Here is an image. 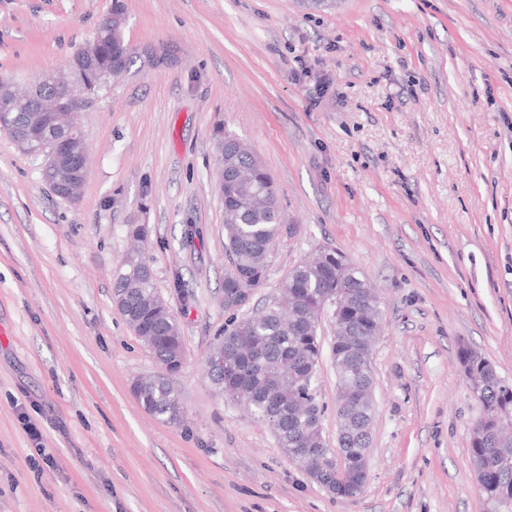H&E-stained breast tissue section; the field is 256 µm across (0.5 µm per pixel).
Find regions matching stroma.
I'll list each match as a JSON object with an SVG mask.
<instances>
[{
	"label": "stroma",
	"instance_id": "1",
	"mask_svg": "<svg viewBox=\"0 0 512 512\" xmlns=\"http://www.w3.org/2000/svg\"><path fill=\"white\" fill-rule=\"evenodd\" d=\"M124 4L126 41L168 62L136 64L82 114L78 201L0 133V512H486L470 458L481 407L457 354L472 347L512 382V0ZM111 6L0 0V76L26 87L62 68ZM219 127L251 145L288 216L250 308L319 246L380 295L356 498L320 487L207 378L231 317ZM131 224L148 229L180 325L170 375L113 302ZM149 376L174 388L179 420L140 405L132 387ZM336 393L322 360L331 445ZM42 447L55 465L39 473Z\"/></svg>",
	"mask_w": 512,
	"mask_h": 512
}]
</instances>
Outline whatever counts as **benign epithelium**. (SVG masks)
Segmentation results:
<instances>
[{
    "label": "benign epithelium",
    "mask_w": 512,
    "mask_h": 512,
    "mask_svg": "<svg viewBox=\"0 0 512 512\" xmlns=\"http://www.w3.org/2000/svg\"><path fill=\"white\" fill-rule=\"evenodd\" d=\"M98 48L87 43L85 52L74 57L63 71H54L35 81L22 96L12 93L13 83L6 77L0 78V112H17L22 104L35 112V122L50 133L42 144L32 145L26 128L20 125H1L0 129L9 134L17 148L26 154L43 157L42 170L51 176L55 186L54 194L68 203L79 199L87 179V146L77 116L96 102L87 88L86 77L95 71ZM253 294L251 288H240L224 299V306L237 311L249 304ZM355 479L361 484L368 480V464L349 474L337 470L336 483L322 485L325 490L340 494L341 486Z\"/></svg>",
    "instance_id": "benign-epithelium-1"
}]
</instances>
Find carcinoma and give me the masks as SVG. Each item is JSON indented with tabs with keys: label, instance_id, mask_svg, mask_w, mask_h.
I'll use <instances>...</instances> for the list:
<instances>
[{
	"label": "carcinoma",
	"instance_id": "cac0c4a2",
	"mask_svg": "<svg viewBox=\"0 0 512 512\" xmlns=\"http://www.w3.org/2000/svg\"><path fill=\"white\" fill-rule=\"evenodd\" d=\"M111 13L112 22H102L97 29L104 43L99 71H112V79L119 82L136 65L137 55L124 37L123 0H112ZM224 139L230 142L221 187L225 249L231 261L224 273L227 293L262 283L284 216L273 182L251 148L228 133ZM113 288L118 308L156 361L173 369L180 365L184 351L179 323L157 309L160 296L142 255L126 254ZM282 293L281 301L273 299L249 316L231 320L217 336L209 351V378L218 394L245 404L271 426L278 446L296 466L308 469L297 449L309 441L323 449L316 463L320 475L333 476L341 463L353 472L361 464L363 443L348 439L340 445L338 457L322 434L324 407L317 400L315 383L324 351L317 325L325 301L341 306L329 357L341 384L336 413L343 425L353 412L374 413V393L364 392L368 378L360 369L359 353H372L383 310L361 272L334 250L297 264ZM459 359L482 410L470 439L478 491L487 512H512V383L470 347L459 350ZM134 394L157 418L174 421L180 414L178 397L163 378L137 380Z\"/></svg>",
	"mask_w": 512,
	"mask_h": 512
}]
</instances>
